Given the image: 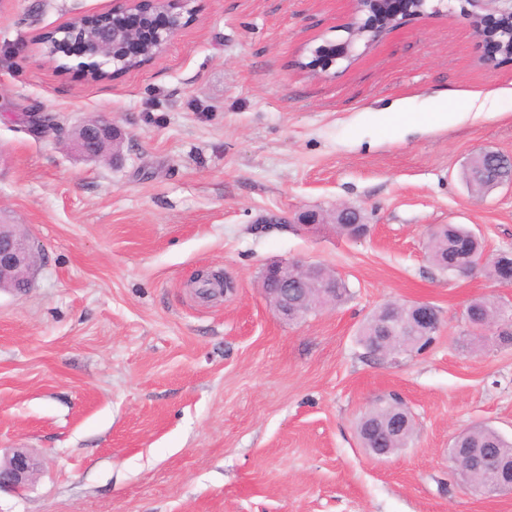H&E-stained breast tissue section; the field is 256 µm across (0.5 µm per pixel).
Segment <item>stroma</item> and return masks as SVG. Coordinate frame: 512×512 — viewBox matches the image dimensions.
Returning a JSON list of instances; mask_svg holds the SVG:
<instances>
[{
  "label": "stroma",
  "instance_id": "obj_1",
  "mask_svg": "<svg viewBox=\"0 0 512 512\" xmlns=\"http://www.w3.org/2000/svg\"><path fill=\"white\" fill-rule=\"evenodd\" d=\"M109 6L0 7V223L40 252L31 288L0 293V456L39 462L26 491L0 490V512H512V492L463 490L448 456L476 424L512 439V344L463 318L471 298L512 290L440 274L426 249L444 224L512 248V187L480 196L463 179L480 150L512 157V62L487 64L470 23L490 0H450L314 70L354 0H191L147 65L100 81L74 56L58 70L42 34ZM489 92L478 119L382 120ZM100 113L117 156L82 159L71 132ZM342 205L369 236L295 225ZM273 260L331 267L349 294L279 319L258 286ZM203 268L233 291L200 295ZM419 300L440 312L435 343L368 357L366 318ZM393 395L416 435L377 460L357 423Z\"/></svg>",
  "mask_w": 512,
  "mask_h": 512
}]
</instances>
